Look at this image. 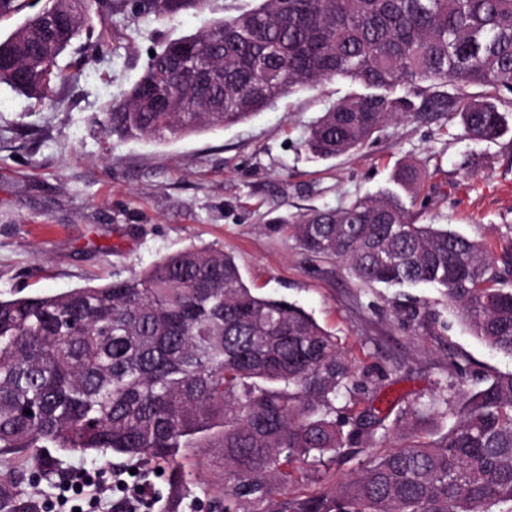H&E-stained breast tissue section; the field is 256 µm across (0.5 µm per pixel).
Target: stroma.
<instances>
[{
	"label": "stroma",
	"mask_w": 512,
	"mask_h": 512,
	"mask_svg": "<svg viewBox=\"0 0 512 512\" xmlns=\"http://www.w3.org/2000/svg\"><path fill=\"white\" fill-rule=\"evenodd\" d=\"M252 0H188L163 19L139 0H101L104 21L60 56L66 75L39 101L0 84V296L102 285L190 246L233 254L246 283L287 299L334 334L356 377L375 389L399 425L394 444L439 436L449 415L416 411L431 393L471 388L512 358L472 336L437 289L369 288L333 260H318L273 224L298 212L338 208L390 185L401 164L425 174L410 212L512 254V128L497 142L465 136L450 115L426 112L386 126L350 155L322 160L302 142L311 123L350 89L338 79L282 97L247 121L165 142L117 140L101 126L142 75L152 51L200 31ZM440 313L427 322L425 310ZM0 452V483L26 485L38 512L81 469L111 483L141 480L116 457Z\"/></svg>",
	"instance_id": "obj_1"
}]
</instances>
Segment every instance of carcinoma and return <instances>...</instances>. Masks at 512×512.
Listing matches in <instances>:
<instances>
[{
	"instance_id": "cac0c4a2",
	"label": "carcinoma",
	"mask_w": 512,
	"mask_h": 512,
	"mask_svg": "<svg viewBox=\"0 0 512 512\" xmlns=\"http://www.w3.org/2000/svg\"><path fill=\"white\" fill-rule=\"evenodd\" d=\"M181 2L142 7L160 19ZM46 9L60 31L38 12L0 40V83L40 98L61 74L57 58L102 20L99 0H47ZM203 71L219 76L205 88L219 102L211 112L186 82ZM162 77L168 111L150 102ZM336 78L361 91L310 127L303 146L318 157L356 151L412 112L449 113L466 136L494 143L512 112V0H259L169 40L103 126L120 139L191 136ZM392 182L272 230L293 232L304 251L340 260L368 287L439 289L471 335L512 358V277L500 268L512 257L413 223L401 193L423 185L414 166ZM356 386L335 336L303 308L254 293L234 257L209 247L100 286L0 297V451L162 464L167 512L202 498L210 512H512V372L418 402L450 412L446 433L376 453L336 483L326 470L337 455L390 435L374 396L336 419V401ZM198 448L219 449L222 483L187 480ZM310 472L313 487L288 490ZM31 507L20 486L0 489V512Z\"/></svg>"
}]
</instances>
